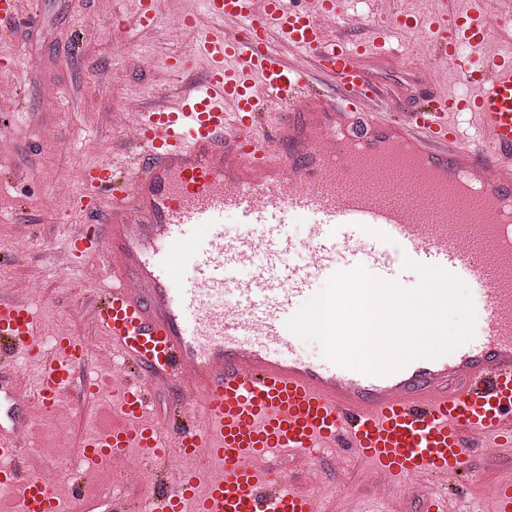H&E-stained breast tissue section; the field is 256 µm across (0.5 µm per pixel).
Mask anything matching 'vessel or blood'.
Wrapping results in <instances>:
<instances>
[{"mask_svg": "<svg viewBox=\"0 0 512 512\" xmlns=\"http://www.w3.org/2000/svg\"><path fill=\"white\" fill-rule=\"evenodd\" d=\"M203 4L208 25L183 17L189 52L168 61L184 81L134 113L124 167L82 171L72 198L88 215L109 201L101 223L71 233L67 255L103 273L86 309L123 380L85 376L83 336L56 337L45 357L30 305L0 296V370L14 376L21 357L42 364L35 391L0 383V489L14 512H323L273 462L335 452L385 491L425 489L427 512H447L438 483L469 476L479 449L512 447V223L496 208L512 197V55H486L512 12L488 0H442L423 17L395 7L354 41L326 23L344 0ZM418 27L464 90L423 81L406 109L366 62L396 56L391 30ZM194 59L203 76L191 74ZM389 141L398 159L428 161L427 202L395 204L370 182L364 159ZM300 216L310 223L301 244L291 232ZM300 246L312 258L298 265ZM340 252L347 268L384 281H398L409 258L476 285L474 339L386 375L304 357L287 322ZM257 257L261 267L238 277ZM166 384L179 397L162 428L150 405ZM102 391L112 421L82 438L78 456L100 467L137 455L150 488L92 496L74 483L59 495L57 481L23 467L25 429ZM186 456L221 468L174 470ZM483 512H512L511 480Z\"/></svg>", "mask_w": 512, "mask_h": 512, "instance_id": "b4317fda", "label": "vessel or blood"}]
</instances>
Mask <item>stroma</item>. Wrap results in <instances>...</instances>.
Listing matches in <instances>:
<instances>
[{
	"instance_id": "1",
	"label": "stroma",
	"mask_w": 512,
	"mask_h": 512,
	"mask_svg": "<svg viewBox=\"0 0 512 512\" xmlns=\"http://www.w3.org/2000/svg\"><path fill=\"white\" fill-rule=\"evenodd\" d=\"M33 21L0 30V82L18 97L0 94V281L9 295L31 305L40 336L88 337V366L97 370L112 353L82 317L95 287L93 272L76 265L52 272L70 229L71 196L61 180L76 184L79 169L117 159L119 131L105 118L114 104L173 90L178 76L167 57L186 52L176 23L202 14V0H155L157 24L139 35L138 0H33ZM395 58L375 64L379 81L406 96L431 58L423 31H393ZM112 419L111 398L89 401L68 418L36 428L24 465L38 471L58 466L60 451L78 447L87 426ZM466 500L486 499L488 486L512 478V451L478 455ZM334 456L313 465L327 512H346L354 495L377 489L364 480L337 476Z\"/></svg>"
}]
</instances>
